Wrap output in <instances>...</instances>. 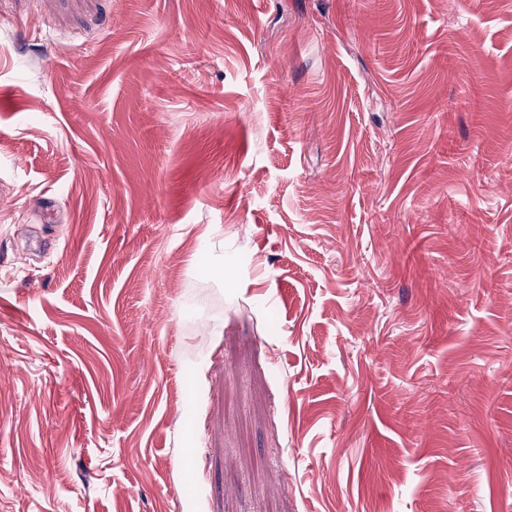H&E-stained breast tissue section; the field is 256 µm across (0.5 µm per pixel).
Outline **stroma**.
<instances>
[{
  "label": "stroma",
  "instance_id": "stroma-1",
  "mask_svg": "<svg viewBox=\"0 0 512 512\" xmlns=\"http://www.w3.org/2000/svg\"><path fill=\"white\" fill-rule=\"evenodd\" d=\"M0 512H512V0H0Z\"/></svg>",
  "mask_w": 512,
  "mask_h": 512
}]
</instances>
